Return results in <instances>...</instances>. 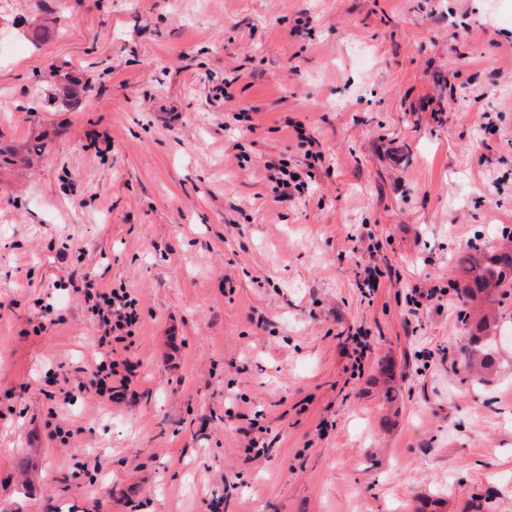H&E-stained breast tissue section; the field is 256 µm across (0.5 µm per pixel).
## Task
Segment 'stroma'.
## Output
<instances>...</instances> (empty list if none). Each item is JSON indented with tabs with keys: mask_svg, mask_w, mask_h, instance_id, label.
<instances>
[{
	"mask_svg": "<svg viewBox=\"0 0 512 512\" xmlns=\"http://www.w3.org/2000/svg\"><path fill=\"white\" fill-rule=\"evenodd\" d=\"M41 133L0 168V512H512V294L477 384L450 287L512 227V0H12L0 145ZM85 274L137 300L133 401L47 382L100 356ZM64 88L60 103L63 108L74 110L81 106L87 87L72 76L64 77ZM45 144L40 138L34 139L26 148L23 153L18 152H4L0 148V162L17 165L29 166L33 156H39L44 151ZM264 166L266 170H275L281 175V177H275L277 183L276 188L278 189L277 199L279 201H290L294 197L295 192H300V189L303 188V182L294 183L298 176L286 169L288 168L286 163L281 161H267Z\"/></svg>",
	"mask_w": 512,
	"mask_h": 512,
	"instance_id": "obj_1",
	"label": "stroma"
}]
</instances>
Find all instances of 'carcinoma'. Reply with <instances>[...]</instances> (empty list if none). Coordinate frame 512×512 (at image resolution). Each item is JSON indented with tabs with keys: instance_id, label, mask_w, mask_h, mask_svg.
Here are the masks:
<instances>
[{
	"instance_id": "carcinoma-1",
	"label": "carcinoma",
	"mask_w": 512,
	"mask_h": 512,
	"mask_svg": "<svg viewBox=\"0 0 512 512\" xmlns=\"http://www.w3.org/2000/svg\"><path fill=\"white\" fill-rule=\"evenodd\" d=\"M86 86L72 76L64 77V88L60 98L61 106L74 110L81 106ZM45 144L41 139L33 140L22 153L5 152L0 149V162L26 167L33 157L44 151ZM503 239L508 245L489 250H476L471 255L459 259L464 272L462 282L452 284L462 304L464 320L469 322L473 333L464 346L466 368L480 376L489 373L496 360L495 337L489 333L486 316L475 313L477 302L503 296V289L512 288V230H501Z\"/></svg>"
}]
</instances>
